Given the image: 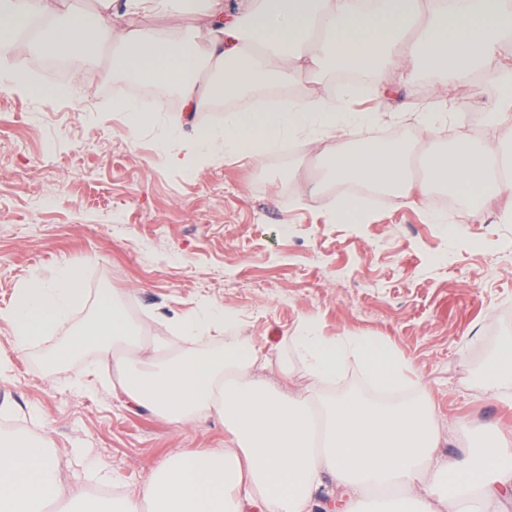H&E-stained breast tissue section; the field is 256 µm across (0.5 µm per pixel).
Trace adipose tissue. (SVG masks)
Listing matches in <instances>:
<instances>
[{
    "mask_svg": "<svg viewBox=\"0 0 512 512\" xmlns=\"http://www.w3.org/2000/svg\"><path fill=\"white\" fill-rule=\"evenodd\" d=\"M127 7L136 23L120 45L124 69L175 88L191 109L249 102L225 112L219 127L196 128L170 153L174 166L191 172L223 158L255 161L299 136L337 183L406 202L417 187L408 171L414 146L367 136L377 114L353 107V87L338 85L331 98L296 94L281 106L260 100L274 86L298 87L348 68L366 74L380 99L391 74L422 71L444 75L455 101L479 78L497 89L486 135L468 139L463 152L432 154L427 182L464 190L463 205L480 224L486 201L512 196V0H241L230 13L224 0H128ZM160 9L175 22L189 15L208 22L172 39L149 22ZM23 35L33 46L51 36L95 61L112 36V0H98L92 11H64L56 0H0V46ZM84 300L77 272L66 267L52 283L20 289L0 321L22 355ZM236 319L231 309L202 303L178 318L184 346L176 349L136 331L122 298L100 296L50 353L48 368L92 351L111 354L113 389L176 424L216 418L229 442L173 450L139 492L93 503L84 490L65 489L49 435H1L0 512H314L325 486L332 512H368L373 501L384 512H502L512 501V440L442 457L429 385L383 339L326 336L305 318L290 338L291 354H273L250 337L223 336ZM353 365L382 389L415 383L416 398L321 395ZM300 368L308 385L288 388Z\"/></svg>",
    "mask_w": 512,
    "mask_h": 512,
    "instance_id": "1",
    "label": "adipose tissue"
}]
</instances>
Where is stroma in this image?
<instances>
[{"label": "stroma", "instance_id": "1", "mask_svg": "<svg viewBox=\"0 0 512 512\" xmlns=\"http://www.w3.org/2000/svg\"><path fill=\"white\" fill-rule=\"evenodd\" d=\"M125 10L117 0L112 42L95 64L110 71L108 81L60 99L0 94V308L24 281H53L65 265L86 294L21 357L0 322V360L11 365L0 382V429L10 418L25 434L49 432L62 459L82 452L127 493L172 449L223 447L227 435L215 419L182 426L118 391L66 389L100 353L45 378V356L114 291L146 336L174 337L178 315L206 301L234 309L242 335L266 349L286 347L306 317L327 336L383 338L429 382L440 426L456 425L443 456L497 434L512 438V388L492 399L482 384L487 361L512 348V223L497 221L511 205L492 203L484 224H431L426 207L455 191L428 188L417 203L374 199L366 223L349 224L309 200L319 170L304 145L256 163L171 167L160 141L180 148L196 126L219 124L229 104L188 112L162 86L167 112L132 127L118 103L136 97L141 82L113 54L128 28ZM440 88L427 76L396 83L372 136L414 141L395 111L405 101L439 103Z\"/></svg>", "mask_w": 512, "mask_h": 512}]
</instances>
